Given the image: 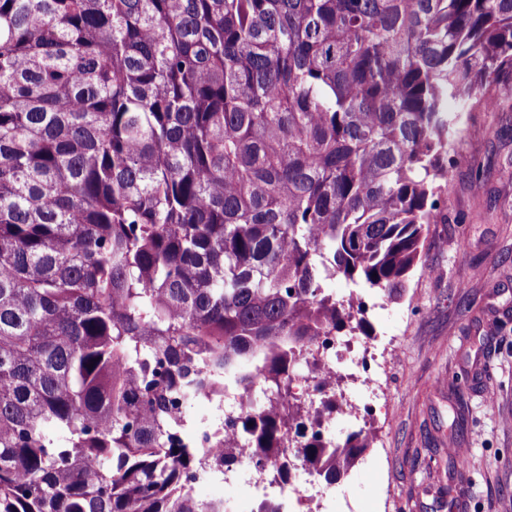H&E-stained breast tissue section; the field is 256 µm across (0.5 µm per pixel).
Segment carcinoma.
I'll return each instance as SVG.
<instances>
[{
	"instance_id": "obj_1",
	"label": "carcinoma",
	"mask_w": 512,
	"mask_h": 512,
	"mask_svg": "<svg viewBox=\"0 0 512 512\" xmlns=\"http://www.w3.org/2000/svg\"><path fill=\"white\" fill-rule=\"evenodd\" d=\"M511 80L512 0H0V512H222L175 399L225 380L288 478L298 357L368 325L325 281L401 296Z\"/></svg>"
}]
</instances>
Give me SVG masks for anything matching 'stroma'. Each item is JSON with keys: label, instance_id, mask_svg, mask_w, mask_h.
Returning a JSON list of instances; mask_svg holds the SVG:
<instances>
[{"label": "stroma", "instance_id": "1", "mask_svg": "<svg viewBox=\"0 0 512 512\" xmlns=\"http://www.w3.org/2000/svg\"><path fill=\"white\" fill-rule=\"evenodd\" d=\"M455 137L447 223L355 335L393 345L390 415L364 454L392 481L388 512H512V112L460 113ZM345 494L379 512L365 467L329 488Z\"/></svg>", "mask_w": 512, "mask_h": 512}]
</instances>
